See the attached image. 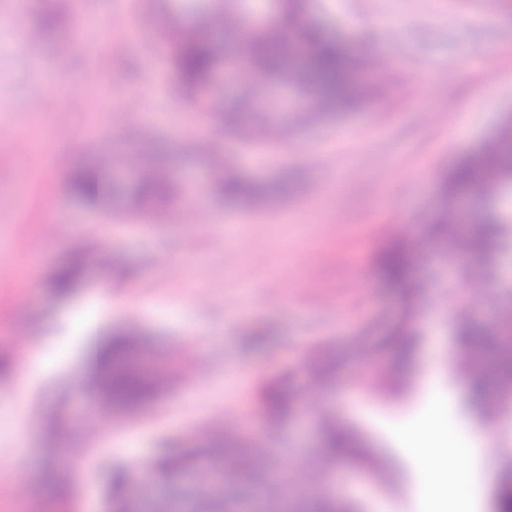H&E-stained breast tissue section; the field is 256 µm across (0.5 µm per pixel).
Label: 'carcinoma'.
Instances as JSON below:
<instances>
[{"label":"carcinoma","instance_id":"cac0c4a2","mask_svg":"<svg viewBox=\"0 0 512 512\" xmlns=\"http://www.w3.org/2000/svg\"><path fill=\"white\" fill-rule=\"evenodd\" d=\"M268 2V16L250 24L242 34L243 24L255 13L254 0H184L181 14L189 16V22L173 19L164 43L177 75V93L196 101L197 116L216 135H229L245 149L268 148L291 127H308L351 111L374 97L378 83L390 79L387 69L377 82L367 78L375 63L364 37L358 36L356 43L349 44L318 25L303 22L308 0ZM222 69L243 74L240 93L229 102L206 97ZM281 83L293 93L288 125L274 118L257 117L260 106L271 111L269 97L273 87ZM194 146L209 162L215 194L256 209L288 197V178L266 183L240 176L224 151L209 140H197ZM173 158L174 148L169 143L148 141L138 149L132 157L137 169L134 194L138 200L156 209L170 201L175 186ZM108 167V157L99 154L75 170L69 182L71 194L91 197L103 192ZM435 181L439 205L417 218V223L425 225L428 241L449 253L460 246L477 254L497 250L503 225L512 224V215L501 208L505 189L512 188V122L480 149L463 156L452 167L437 171ZM468 191L481 195L485 209L474 225L464 228L459 225L457 199ZM412 265L411 250L401 239L389 241L373 259L374 271L404 291L403 310L388 333L390 338H405L399 351L402 367L410 358L411 340L418 328L419 289ZM92 270L85 262L70 259L55 269L52 288L64 295ZM458 340L465 353L486 355V362L471 373L475 410L482 413L486 403L494 401L497 418L511 416L512 402L502 403L496 398L512 387V352L505 350L512 344V330L504 332L502 338L485 340L461 322ZM366 343L367 337L357 336L340 352L319 358L310 372L312 380L317 384L326 381L342 360L358 354ZM146 346L142 335L132 331L105 341L96 352L87 380L89 393L114 411L147 409L162 392L164 378L140 368L137 356ZM257 406L277 433L294 410L296 399L270 381L259 389ZM321 452L323 469L314 479L305 476L311 492L301 494L295 508L298 512H350L351 506L330 496L322 481L336 456L362 455L361 443L330 423L324 429ZM155 468L161 481L172 488L190 474L207 477V483L192 500L178 496L146 505L117 493L112 496V512H142L145 506L151 512H236L237 497L226 494L225 487L247 490L257 485L265 487L266 493L261 512H288V496L277 479L272 449L250 448L221 428L209 429L206 441L183 446L176 454L159 460ZM494 509L512 512V470L495 479Z\"/></svg>","mask_w":512,"mask_h":512}]
</instances>
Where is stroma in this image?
<instances>
[{
  "label": "stroma",
  "mask_w": 512,
  "mask_h": 512,
  "mask_svg": "<svg viewBox=\"0 0 512 512\" xmlns=\"http://www.w3.org/2000/svg\"><path fill=\"white\" fill-rule=\"evenodd\" d=\"M146 0H72L38 41L29 30L51 13L50 0H0V512H110L112 471L152 462L178 443L197 440L215 421L259 438L264 423L256 393L281 381L300 407L275 443L282 470L294 473L322 444L320 415L360 434L367 461L345 456L333 471L335 495L378 512H424V463L396 431L442 405L449 431L465 439L481 420L467 410L469 384L454 368L456 327L444 309L464 300L468 322L497 334L512 308V224L506 249L493 258H447L428 244L418 214L439 204L434 175L491 137L512 114V0H314L311 15L350 37L364 31L376 60L395 80L384 107L338 115L324 125L290 130L270 151L224 148L242 175L272 181L299 175L288 200L266 210L224 202L209 190L206 159L190 139L205 133L158 47L168 10ZM78 49L60 59V42ZM124 83L107 85L112 70ZM141 108L123 118L129 95ZM468 135L452 139L457 127ZM153 139L177 142L174 166L197 212L169 205L154 224L133 197L124 157ZM110 147L114 166L103 204L67 191L71 168ZM412 247L421 286L419 309L434 314L413 338V370L393 378L397 350L340 369L328 387L307 384L305 360L351 336L381 337L403 297L376 278L371 264L394 236ZM106 252L108 262L65 298L51 274L72 254ZM101 296L104 309L82 334L69 314ZM115 330L150 341L169 373L162 396L145 413L96 409L84 392L95 342ZM39 347L46 371L18 388L23 354ZM41 468L51 450L71 448V491L47 494L18 453L21 427ZM499 455L480 459L485 484L476 512H493L494 480L512 463V421H501ZM95 463L77 471L89 449ZM136 449L138 459L125 456Z\"/></svg>",
  "instance_id": "obj_1"
}]
</instances>
